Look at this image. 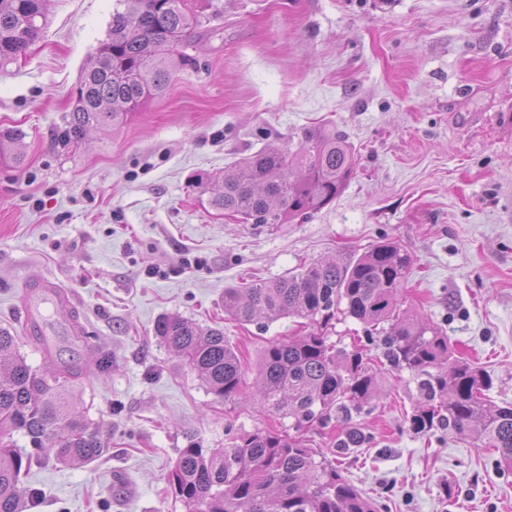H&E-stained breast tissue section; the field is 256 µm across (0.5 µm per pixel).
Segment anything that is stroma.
<instances>
[{
    "mask_svg": "<svg viewBox=\"0 0 512 512\" xmlns=\"http://www.w3.org/2000/svg\"><path fill=\"white\" fill-rule=\"evenodd\" d=\"M112 3L49 0L41 39L0 68V128L22 130L26 156L0 162V328L44 372L23 285L40 275L73 296L75 309L43 328L57 332L51 351L84 368L76 409L108 447L88 464L32 466L28 512H185L170 488L180 449L264 428L298 432L379 512H512V469L494 449L412 429L411 372L382 369L378 398L354 418L368 440L342 451L318 424L218 399L154 331L171 314L223 328L253 368L269 341L303 326L238 323L225 288L390 240L413 257L405 308L491 378L492 401L512 406V0H214L192 65L162 95L62 147ZM320 123L354 145L356 170L308 218L231 223L195 188V177L297 145ZM74 318L88 343L62 335Z\"/></svg>",
    "mask_w": 512,
    "mask_h": 512,
    "instance_id": "1",
    "label": "stroma"
}]
</instances>
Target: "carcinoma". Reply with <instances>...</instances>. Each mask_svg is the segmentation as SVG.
Here are the masks:
<instances>
[{
    "label": "carcinoma",
    "mask_w": 512,
    "mask_h": 512,
    "mask_svg": "<svg viewBox=\"0 0 512 512\" xmlns=\"http://www.w3.org/2000/svg\"><path fill=\"white\" fill-rule=\"evenodd\" d=\"M205 2L114 0L107 38L81 77L59 141L77 146L89 130L120 126L161 95L172 74L192 61L186 49L204 27ZM45 24V0H0V67L25 54ZM19 139L16 130H0L1 162H24ZM354 171V147L322 123L304 129L294 149L264 148L198 184L209 186L211 207L234 221L276 225L331 204ZM412 263L399 245L380 242L353 260L314 261L288 276L224 289V312L241 323L291 316L316 324L264 347L252 401L298 425L342 426L341 450L363 445L366 436L353 415L377 396L375 373L367 351H346L331 341L342 314L365 325L389 367L415 375L423 402L412 429L439 427L461 439L475 433L511 468L512 408L488 398L487 376L452 358L440 330L400 312L398 297ZM155 335L218 398L244 393L242 361L224 330L166 315ZM54 366L50 375L32 370L15 337L0 329V512H27L34 492L22 486L21 476L33 464L51 458L85 464L107 451L98 427L74 409L71 386L81 366ZM15 432L29 438L30 450L15 446ZM171 485L186 512H375L338 467L316 459L305 440L285 431L257 430L226 448L192 443L180 450Z\"/></svg>",
    "instance_id": "obj_1"
}]
</instances>
